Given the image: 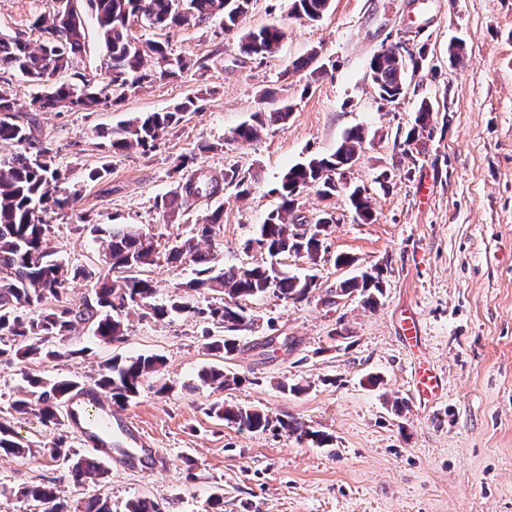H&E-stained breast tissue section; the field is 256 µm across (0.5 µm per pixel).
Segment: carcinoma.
I'll return each mask as SVG.
<instances>
[{
    "mask_svg": "<svg viewBox=\"0 0 512 512\" xmlns=\"http://www.w3.org/2000/svg\"><path fill=\"white\" fill-rule=\"evenodd\" d=\"M75 2L53 0L52 11L37 15L32 27L40 31L41 41L33 46L18 37L0 33V71H12L45 87L44 93L31 99L33 112L46 110L80 111L104 106L145 83L176 77L190 69L191 61L174 56L159 41L140 42L133 35L130 18L142 11L149 25L166 29L172 26H197L213 18L222 19L224 32L240 33V52L249 57L265 58L275 54L285 31L276 26L242 31L250 0H87L94 14L102 43L107 50V82L80 85L58 82L54 76L66 71L83 51V24ZM330 0H292L291 14L301 20L317 21L326 12ZM152 59L154 68L146 69ZM424 60V47L408 50L397 42L375 53L369 62L371 80L380 99L393 102L407 93V68H419ZM198 96L188 97L166 112H144L126 120L110 132L115 151L146 148L163 133L178 126L190 112L200 109ZM17 103L6 92L0 93V143H11L21 150L9 157L0 156V357L22 365L34 359H59L76 354L66 348V342L81 327H88L105 344L124 340V317L140 312L143 317L162 319L172 313L192 312L217 325L224 335L214 336L207 344L210 351L232 355L240 349L236 333L247 329L251 318L244 301L272 291L285 299L301 301L317 287V275L292 274L280 259L292 253L308 259L311 269L324 262L327 253L319 226L325 224L320 215L309 221L297 214L301 193L314 189L323 198L336 194V176L358 158L365 140L361 127L349 130L336 151L290 167L273 192L281 199L280 206L270 212L260 225L256 238L247 242L263 245L261 261L224 272H213L216 257L203 252L199 243L213 246L223 231L222 211L215 210L199 219L194 233L175 241L167 261L184 258L199 266L198 277L188 284L196 290L220 296L221 304L196 310L178 299L167 305L152 303L153 281L134 275H122L131 269L156 264L157 252L153 238L124 224L99 227L94 231L105 235L100 253L101 265L120 276L111 278L85 267H69L53 258L47 244L50 212L75 210L78 194L60 187L62 175L53 168L49 151L35 138L31 122L18 120ZM291 112L288 105L269 114L255 112L233 133V141L256 138L266 121H285ZM431 109L421 102L415 125L405 135L404 143L418 142L430 127ZM176 186L158 204L164 213H173L192 206L202 198H211L227 186L247 196L256 177L235 172L222 176L208 175L189 169V159L178 158L172 167ZM356 215L363 221L373 219L369 198L360 188L349 193ZM83 279L92 283L80 303L63 301L66 284ZM356 295L363 306L374 308L383 295V269H359L356 273L329 289L327 303ZM26 308L30 315L19 310ZM164 364L158 354L121 357L107 361L99 378H60L46 382L37 375L26 377L27 387L11 403L19 414H32L45 426H60L70 402L76 397L94 400L100 393L109 396L113 405L124 408L139 394L144 381L157 375ZM201 380L215 391L238 385L242 379L224 373V369L209 367L200 374ZM212 414L239 430L250 432L281 431L298 439L309 438L319 444L325 437L290 417H271L263 410L216 403ZM32 445L22 442L13 421L0 417V456H24ZM42 454L53 461H63L73 484L80 487L92 477L105 474L95 459L79 455L67 446L64 437L43 444ZM34 507V512H71L68 500L60 496L53 482L23 485L3 489ZM127 512H167L158 501L139 498L127 503Z\"/></svg>",
    "mask_w": 512,
    "mask_h": 512,
    "instance_id": "carcinoma-1",
    "label": "carcinoma"
}]
</instances>
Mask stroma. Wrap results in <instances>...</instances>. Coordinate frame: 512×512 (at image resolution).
<instances>
[{
  "label": "stroma",
  "mask_w": 512,
  "mask_h": 512,
  "mask_svg": "<svg viewBox=\"0 0 512 512\" xmlns=\"http://www.w3.org/2000/svg\"><path fill=\"white\" fill-rule=\"evenodd\" d=\"M290 4L251 0L244 28L287 31L278 53L266 58L242 56L217 19L168 30L133 24L138 40L168 42L193 68L128 91L114 106L37 113V138L50 148L65 188L80 194L75 213L49 215V247L60 262L95 268L100 232L109 225H132L164 248L219 207L218 266L252 265L261 255L244 244L276 208L282 174L332 154L353 127L367 138L343 180L364 189L373 219L360 220L345 194L302 193L300 214L313 218L327 209L336 217L325 239L330 260L307 299L269 292L248 301L253 325L224 362L242 383L221 392L196 383L215 358L206 349L213 325L193 310L214 304L215 295L189 289L197 276L190 260L144 268L155 282V303L179 295L191 312L131 314L117 346L79 331L70 345L80 356L30 369L48 380L86 377L115 354L163 355L160 380L170 392L156 393L160 380H147L123 410L160 449L163 465L139 472L111 465L77 489L62 465L40 453L0 456V512H29L9 489L50 481L70 503L97 496L112 512L143 497L170 512H208L218 492L222 512H512V0H330L313 23L293 18ZM49 8L50 0H0V32L38 43L31 22ZM84 28V51L63 81L105 76L92 15ZM403 39L425 46L427 59L409 75L406 96L389 104L373 87L369 61ZM308 57L322 75L291 70ZM198 94L201 109L154 145L112 151L108 133L122 121ZM424 101L433 108V132L408 155L403 137ZM284 104L292 107L287 121L267 123L254 140L232 141L252 113ZM202 143L212 151L198 152ZM184 155L193 156L194 169H235L259 180L249 195L228 186L187 210L162 213L156 201L172 189L169 168ZM103 166L107 174L90 180ZM339 254L363 268L383 267L377 309L355 298L326 303L329 288L349 275L332 262ZM410 315L420 323L419 353L443 381L429 408L413 395L411 353L400 337ZM271 336L288 340L289 349L262 354L258 343ZM296 383L302 392H289ZM23 386L21 368L0 361V417H12L24 440L39 445L59 434L89 455L72 425L52 433L34 416L12 414ZM397 400L403 411H395ZM217 401L294 417L326 441L238 430L211 414Z\"/></svg>",
  "instance_id": "stroma-1"
}]
</instances>
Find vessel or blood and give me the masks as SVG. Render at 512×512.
Here are the masks:
<instances>
[{
  "instance_id": "1",
  "label": "vessel or blood",
  "mask_w": 512,
  "mask_h": 512,
  "mask_svg": "<svg viewBox=\"0 0 512 512\" xmlns=\"http://www.w3.org/2000/svg\"><path fill=\"white\" fill-rule=\"evenodd\" d=\"M414 384L419 394L433 397L441 382L426 361L419 358L414 363ZM74 411L79 423L87 430L100 432L108 422L118 427L119 432L112 440V454L126 466L148 469L160 462V451L145 447L143 438L128 425L125 417L113 415L102 403L88 404L80 401L76 403Z\"/></svg>"
}]
</instances>
